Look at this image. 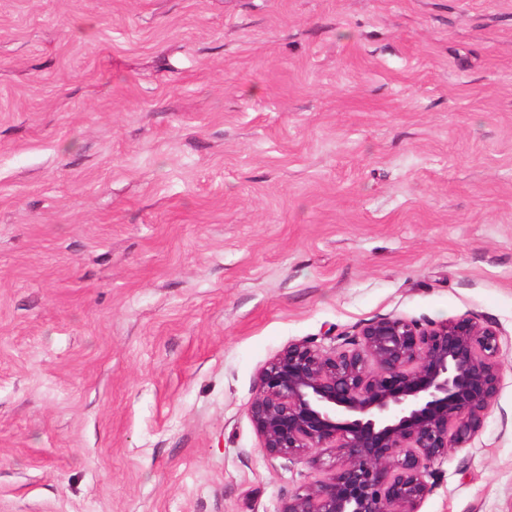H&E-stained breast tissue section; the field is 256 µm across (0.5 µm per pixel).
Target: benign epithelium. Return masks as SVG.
Segmentation results:
<instances>
[{
  "instance_id": "7a95c632",
  "label": "benign epithelium",
  "mask_w": 512,
  "mask_h": 512,
  "mask_svg": "<svg viewBox=\"0 0 512 512\" xmlns=\"http://www.w3.org/2000/svg\"><path fill=\"white\" fill-rule=\"evenodd\" d=\"M497 331L380 317L324 349L289 343L257 373L249 415L269 458L336 459L280 512H420L434 465L481 430L501 385Z\"/></svg>"
}]
</instances>
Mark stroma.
<instances>
[{
  "mask_svg": "<svg viewBox=\"0 0 512 512\" xmlns=\"http://www.w3.org/2000/svg\"><path fill=\"white\" fill-rule=\"evenodd\" d=\"M385 316L498 331L420 512H512V0H0V512H279L257 371Z\"/></svg>",
  "mask_w": 512,
  "mask_h": 512,
  "instance_id": "1",
  "label": "stroma"
}]
</instances>
